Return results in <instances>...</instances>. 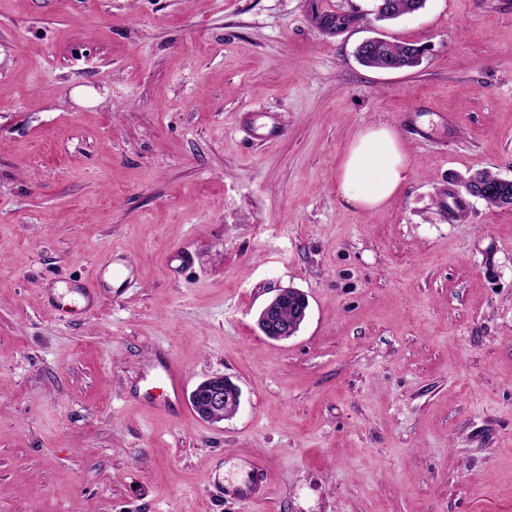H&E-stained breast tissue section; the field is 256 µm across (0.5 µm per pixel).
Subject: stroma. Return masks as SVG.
Here are the masks:
<instances>
[{"instance_id":"35a3bbf8","label":"stroma","mask_w":512,"mask_h":512,"mask_svg":"<svg viewBox=\"0 0 512 512\" xmlns=\"http://www.w3.org/2000/svg\"><path fill=\"white\" fill-rule=\"evenodd\" d=\"M377 123L409 177L364 214L336 173ZM479 170L512 179V0H0V512H512V206L442 200ZM157 350L237 413L152 409ZM425 51L423 46L414 42L381 41L372 48V54L362 64L370 68H376L391 57L401 62L405 70L417 67L420 64V52ZM280 289L272 298L267 300L258 313L257 324L262 333L275 341H286L297 334L300 325L308 316L309 302L305 294L294 289ZM289 298L293 301L290 306V317L285 318L283 308ZM288 307L284 308L288 316ZM241 391L229 378L223 374H215L199 382L188 395V402L193 411L203 420L222 421L224 417L233 414L240 402ZM224 411V414L221 412Z\"/></svg>"}]
</instances>
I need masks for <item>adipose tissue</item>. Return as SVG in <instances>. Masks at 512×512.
<instances>
[{
    "instance_id": "adipose-tissue-1",
    "label": "adipose tissue",
    "mask_w": 512,
    "mask_h": 512,
    "mask_svg": "<svg viewBox=\"0 0 512 512\" xmlns=\"http://www.w3.org/2000/svg\"><path fill=\"white\" fill-rule=\"evenodd\" d=\"M407 172L396 132L386 125H370L359 132L344 157L337 173V192L348 205L371 213L399 192Z\"/></svg>"
}]
</instances>
